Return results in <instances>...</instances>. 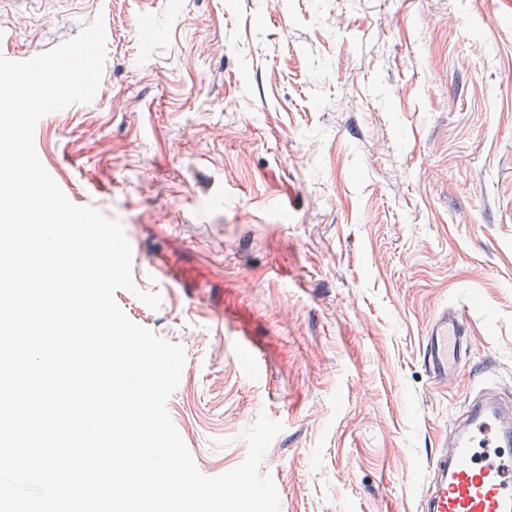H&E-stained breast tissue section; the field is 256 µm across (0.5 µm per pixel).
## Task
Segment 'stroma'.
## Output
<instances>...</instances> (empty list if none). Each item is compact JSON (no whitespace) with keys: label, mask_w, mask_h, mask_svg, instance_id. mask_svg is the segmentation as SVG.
I'll return each mask as SVG.
<instances>
[{"label":"stroma","mask_w":512,"mask_h":512,"mask_svg":"<svg viewBox=\"0 0 512 512\" xmlns=\"http://www.w3.org/2000/svg\"><path fill=\"white\" fill-rule=\"evenodd\" d=\"M98 16L101 85L37 154L121 221L116 300L185 350L168 411L197 468L239 466L264 414L280 512H415L452 413L512 391V0H36L0 54ZM444 307L473 344L438 388ZM471 335L468 319L458 310L444 308L433 318L425 331L421 360L434 385H448V379L468 363Z\"/></svg>","instance_id":"obj_1"}]
</instances>
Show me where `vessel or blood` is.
Instances as JSON below:
<instances>
[{"instance_id": "1", "label": "vessel or blood", "mask_w": 512, "mask_h": 512, "mask_svg": "<svg viewBox=\"0 0 512 512\" xmlns=\"http://www.w3.org/2000/svg\"><path fill=\"white\" fill-rule=\"evenodd\" d=\"M470 338L462 312L445 308L433 318L421 360L434 385H447L468 363ZM450 427L451 450H435L427 460L418 512H512V395L479 389Z\"/></svg>"}]
</instances>
